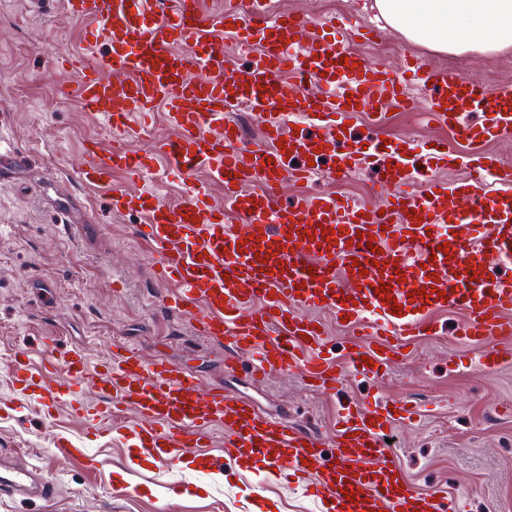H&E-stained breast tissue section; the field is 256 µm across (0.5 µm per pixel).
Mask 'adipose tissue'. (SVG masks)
Instances as JSON below:
<instances>
[{
    "mask_svg": "<svg viewBox=\"0 0 512 512\" xmlns=\"http://www.w3.org/2000/svg\"><path fill=\"white\" fill-rule=\"evenodd\" d=\"M378 21L436 53L512 50V0H373Z\"/></svg>",
    "mask_w": 512,
    "mask_h": 512,
    "instance_id": "obj_1",
    "label": "adipose tissue"
}]
</instances>
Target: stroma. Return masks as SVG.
I'll return each mask as SVG.
<instances>
[{
	"instance_id": "35a3bbf8",
	"label": "stroma",
	"mask_w": 512,
	"mask_h": 512,
	"mask_svg": "<svg viewBox=\"0 0 512 512\" xmlns=\"http://www.w3.org/2000/svg\"><path fill=\"white\" fill-rule=\"evenodd\" d=\"M369 0H271L272 10L300 12L318 21L328 15L374 23ZM83 25L63 9L34 14L29 0H0V125L13 142L30 151L28 171L15 181H0V366L18 349L42 361L40 342L94 348L102 339L135 344L148 355L164 354L212 382L224 375V351L196 341L187 320L156 300L149 246L135 235L138 219L99 209L96 194L81 191L82 208L100 225L96 240L68 238L48 207L29 189L47 178L60 189L76 188L81 144L106 139L98 119L66 95L74 75L56 70L52 46H79ZM358 53L389 67L413 51L428 63L452 67L485 82L490 90L512 86V53L489 56L435 54L412 49L384 30L381 41L361 45ZM382 134L416 135L448 143L449 154L463 153L456 132L427 123L420 109L388 113ZM126 281L112 289L113 277ZM443 335L423 339L393 364L384 377H346L349 396L365 401L373 392L414 397L429 407L425 419L399 429L394 453L413 487L424 494L440 489L461 494L467 512H512V368L479 372L459 362L451 342L457 315L444 314ZM230 388L255 397L265 408L287 409L296 423L327 430L335 415L334 398L306 388L295 374L271 377L259 387L229 380ZM22 421H0V449L25 454L50 469L56 494L37 504L0 497V512H157L168 496L166 485L190 478L187 469H160L132 457L120 441L91 444L97 469L79 460L56 458L51 431L82 437L68 406L45 417L36 402L23 404ZM252 477L235 482L216 477L208 494L179 501V512H260L251 499Z\"/></svg>"
}]
</instances>
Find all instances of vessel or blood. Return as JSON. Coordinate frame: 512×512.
Here are the masks:
<instances>
[{
    "instance_id": "vessel-or-blood-1",
    "label": "vessel or blood",
    "mask_w": 512,
    "mask_h": 512,
    "mask_svg": "<svg viewBox=\"0 0 512 512\" xmlns=\"http://www.w3.org/2000/svg\"><path fill=\"white\" fill-rule=\"evenodd\" d=\"M36 12L62 5L91 22L78 50L54 48L52 60L76 80L68 92L96 114L108 144L82 146L78 180L111 213L142 216L161 305L189 320L193 336L225 347L224 371L245 370L250 385L295 372L307 387L335 391L336 345L318 314L331 312L352 336L345 355L353 371L374 378L424 337L436 335L437 310H461V344H480L476 368L512 365V167L496 155L473 154L467 177L435 176L447 164L440 145L415 137L352 140L348 126L383 106L407 108L408 82L429 89L422 107L459 129L470 144L512 139V88L489 91L458 70L404 57L391 69L351 52L353 39L377 36L352 21L309 22L270 15L268 0H226L210 13L202 0H31ZM257 45L245 66L224 57V35ZM177 131L153 151L133 141L154 112ZM248 113L263 131L249 139L239 120ZM470 112L489 117L467 126ZM330 160L328 178L378 168L385 197L367 209L332 193L288 197ZM30 157L0 133V177L28 168ZM188 191L171 202L158 194L162 167ZM206 172L208 183L198 182ZM125 174L132 189L112 185ZM224 189L214 201L209 183ZM68 237L97 227L78 218V202L54 182L41 185ZM447 244L448 253L438 252ZM16 391L52 414L69 405L87 436L116 434L137 456L169 465L190 461L198 478L170 485L171 495H196L203 478L248 472L263 481L304 488L321 512H464L462 498L410 486L387 444L395 428L422 417L417 402L376 397L344 406L331 439L265 409L255 398L203 385L185 364L147 357L118 341L51 351L34 364L26 350L6 364ZM99 403L82 398L85 388ZM224 433L226 454L209 449L212 428ZM56 454L84 458L78 441L57 434ZM55 482L47 468L0 450V496L44 501Z\"/></svg>"
}]
</instances>
